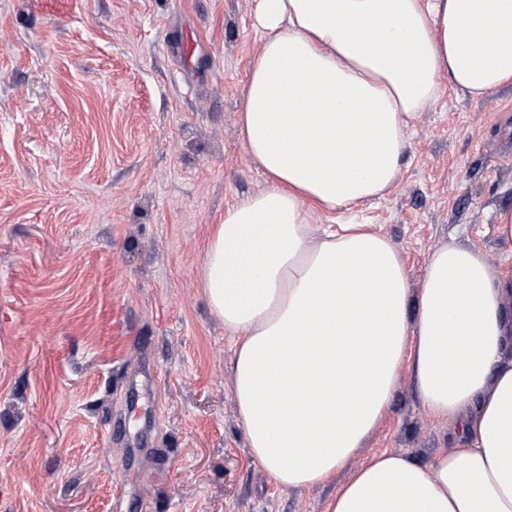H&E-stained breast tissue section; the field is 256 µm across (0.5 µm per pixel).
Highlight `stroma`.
<instances>
[{
	"label": "stroma",
	"mask_w": 512,
	"mask_h": 512,
	"mask_svg": "<svg viewBox=\"0 0 512 512\" xmlns=\"http://www.w3.org/2000/svg\"><path fill=\"white\" fill-rule=\"evenodd\" d=\"M254 6L0 0V512H326L373 454L451 448L406 375L334 481L284 489L250 454L235 338L199 276L212 226L267 186L239 131ZM508 208L512 84L445 85L354 218L397 245L416 292L452 237L512 266Z\"/></svg>",
	"instance_id": "stroma-1"
}]
</instances>
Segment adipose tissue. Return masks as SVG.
Here are the masks:
<instances>
[{"label": "adipose tissue", "instance_id": "obj_1", "mask_svg": "<svg viewBox=\"0 0 512 512\" xmlns=\"http://www.w3.org/2000/svg\"><path fill=\"white\" fill-rule=\"evenodd\" d=\"M255 24L241 135L269 185L213 226L201 272L254 459L286 489L331 481L406 373L452 447L370 457L327 512H512V268L452 242L415 294L381 232L308 218L390 188L442 81L512 83V0H257Z\"/></svg>", "mask_w": 512, "mask_h": 512}]
</instances>
